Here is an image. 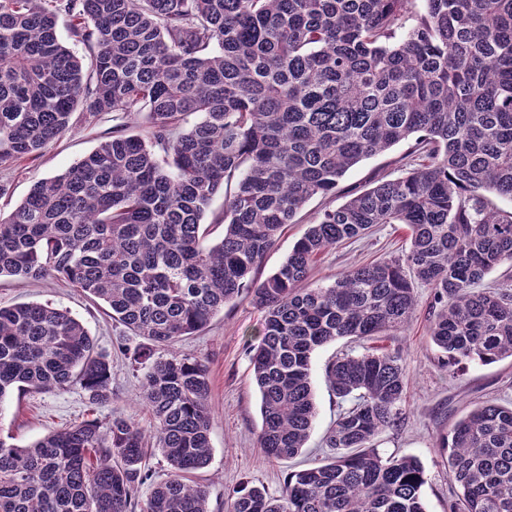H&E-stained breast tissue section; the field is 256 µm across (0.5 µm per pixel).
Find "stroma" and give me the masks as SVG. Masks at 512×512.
I'll return each instance as SVG.
<instances>
[{"label": "stroma", "instance_id": "1", "mask_svg": "<svg viewBox=\"0 0 512 512\" xmlns=\"http://www.w3.org/2000/svg\"><path fill=\"white\" fill-rule=\"evenodd\" d=\"M75 126L40 154L0 163V216L10 213L28 195L33 185L67 171L112 134L111 113L75 112ZM406 145L363 161L340 181L337 202L348 191L367 185L373 177L395 178L405 173L400 157ZM325 198L312 199L298 224L285 225L275 247L266 255L263 275L274 273L294 243L304 234ZM410 239L400 224H380L359 240L330 248L315 264L311 283L326 286L342 271L385 256L408 250ZM418 306L410 323L388 336L351 341L339 339L318 349L312 356V388L317 415L309 440L293 459L270 461L258 446L261 430L260 393L254 382L248 344L253 340L262 315L248 296L225 306L207 327L174 344V351L200 360L207 368L210 403L214 418L210 430L211 457L195 472L194 482L206 486L211 512H224L230 493L243 482L265 487L279 495L290 471L326 461L327 431L347 404L336 398L325 379V367L336 355L357 354L367 347L399 352L407 368L408 386L399 406L396 425L374 441L379 454L413 456L422 463L427 482L423 488L426 512H448L454 485L448 478V451L442 443L450 429L474 407L512 403V360L491 365H467L448 370L442 354L428 336L431 290L418 286ZM41 303L69 311L88 328L99 351L112 359V402L91 407L77 384L46 392L14 393L0 405V433L12 436L15 445L28 446L49 431L87 419L104 420L120 415L143 429L153 424L141 397L143 373L134 367L133 354L142 337L113 322L110 309L93 302L81 289L64 280L46 278L28 282L0 278V306Z\"/></svg>", "mask_w": 512, "mask_h": 512}]
</instances>
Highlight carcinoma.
Segmentation results:
<instances>
[{"instance_id": "1", "label": "carcinoma", "mask_w": 512, "mask_h": 512, "mask_svg": "<svg viewBox=\"0 0 512 512\" xmlns=\"http://www.w3.org/2000/svg\"><path fill=\"white\" fill-rule=\"evenodd\" d=\"M0 0V163L41 152L74 112L143 118L0 219V278L60 276L146 340L134 353L153 441L122 416L85 420L19 447L0 436V512H209L189 475L210 459L205 365L161 355L249 294L261 396L259 447H305L316 406L312 355L338 339L403 328L416 285L432 289L429 336L450 369L512 359V0ZM73 20L92 69L61 42ZM199 120L190 124L187 118ZM401 143L414 163L314 217L279 269L256 273L285 224L334 196L360 162ZM224 195L215 244L202 219ZM377 224L409 231L405 253L351 267L327 286L320 254ZM325 376L353 404L325 438L326 463L288 474L280 495L243 483L225 512H426L421 462L382 458L408 376L386 349L343 354ZM80 384L112 401V362L68 311L0 306V403L15 390ZM451 512H512V403L484 404L445 440ZM167 477L144 505L148 454Z\"/></svg>"}]
</instances>
